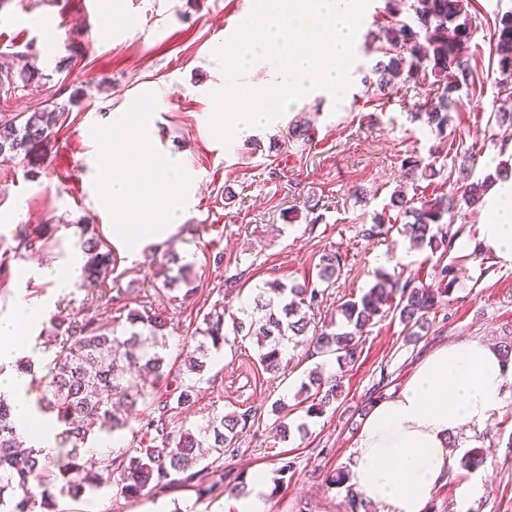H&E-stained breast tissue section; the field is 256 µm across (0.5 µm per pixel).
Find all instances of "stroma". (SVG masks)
<instances>
[{"instance_id":"35a3bbf8","label":"stroma","mask_w":512,"mask_h":512,"mask_svg":"<svg viewBox=\"0 0 512 512\" xmlns=\"http://www.w3.org/2000/svg\"><path fill=\"white\" fill-rule=\"evenodd\" d=\"M82 0H0V52L33 64L44 76L41 85L0 93V112H30L55 101L69 108L67 123L37 145L26 159L0 161V312L17 297L49 298L45 315L84 311L100 323L122 327L129 310L148 304L169 323L166 356L180 358L204 313L214 303L228 312L246 305L258 288L279 280L286 284L316 280L321 258L341 257V272L324 292L322 319L336 307L359 298L374 283L378 270L403 279H429L441 263L454 265L457 285L445 303L428 316L430 328L410 341L398 315L375 318L362 341V353L343 379V393L319 417L306 418L295 406L289 420L306 423V434L281 438L276 400L293 403L307 372L320 364L309 345L289 347L288 365L265 372L251 340L231 339L211 356L209 370L197 385V403L177 411L173 421L196 427L209 410L256 413L225 453V469L251 476L258 469L275 473L280 457L295 469L279 488L269 489L266 512H346V490L327 483L330 473L347 470L355 438L378 402L396 392L412 375L425 353L444 343L478 340L491 346L512 340V267L479 251L482 206H460L455 219V246L447 255L412 248L398 231L368 239L363 230L374 217L396 219L389 206L396 188L407 197L425 196L424 182L401 177L409 153L440 152L445 178L434 188H459L512 166L501 151L511 127L489 121L498 105L496 60L492 55L497 17L512 10V0H470L476 18L469 54L480 78L477 88L462 90L446 139L412 115L433 90L427 72L414 73L386 96L367 92L364 74L379 54L371 39L390 22L411 21L413 0H370L354 45L357 62L352 84L341 99L324 93L282 115L276 126L223 145L214 136L209 116L212 86L223 83L212 52L217 38L230 37L253 0H99V10L83 12ZM115 11L105 27L106 11ZM69 61L60 70V61ZM154 92L159 108L153 115L156 143L179 154L198 179L184 223L169 240L133 255L115 250L112 285L129 292L127 303L92 304L73 287L56 292L51 282L29 274L30 265H48L77 245L71 226L102 229L109 217L97 205L92 160L98 153L92 130L111 124L113 112L141 93ZM311 121L315 134L305 141L292 137L296 121ZM474 157L462 165L458 147ZM364 193L353 196V188ZM54 232L43 251L17 250L15 229ZM193 264L199 288L186 300L169 301L156 267L169 254ZM462 454L484 451L482 466L468 470L453 463L448 481L434 490L428 512H512V383L498 415L482 426H470L453 439ZM237 497L197 496L177 490L159 496L128 498L119 487L81 499L62 498L57 512H238Z\"/></svg>"}]
</instances>
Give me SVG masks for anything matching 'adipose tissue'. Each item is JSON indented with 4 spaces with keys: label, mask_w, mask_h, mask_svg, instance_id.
<instances>
[{
    "label": "adipose tissue",
    "mask_w": 512,
    "mask_h": 512,
    "mask_svg": "<svg viewBox=\"0 0 512 512\" xmlns=\"http://www.w3.org/2000/svg\"><path fill=\"white\" fill-rule=\"evenodd\" d=\"M480 238L498 261L512 265V179L496 182L484 197ZM44 305L23 297L0 313V393L14 402L19 432L42 456L57 452V429L35 411L29 375L18 359L34 355L31 329ZM512 362L487 344H445L423 357L409 380L377 403L363 421L347 482L380 512H427L434 489L448 478L451 440L465 424L498 414Z\"/></svg>",
    "instance_id": "1"
}]
</instances>
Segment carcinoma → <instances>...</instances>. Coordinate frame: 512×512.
<instances>
[{"instance_id":"cac0c4a2","label":"carcinoma","mask_w":512,"mask_h":512,"mask_svg":"<svg viewBox=\"0 0 512 512\" xmlns=\"http://www.w3.org/2000/svg\"><path fill=\"white\" fill-rule=\"evenodd\" d=\"M413 11L419 29L424 31V41H419V33L406 22L383 27L378 36L382 58L363 77V85L386 95L404 74L430 70L442 86L415 117H426L425 123L441 136L453 120L451 110L459 107L454 93L475 82L468 53L474 17L469 13V0H414ZM494 36L499 92L505 105L493 113V118L499 126L512 125V109L506 107L512 101L506 95L512 90V11L500 17ZM40 79L42 73L37 69L19 65L7 55L0 57V92L26 88ZM68 118V109L57 104L33 112H1L0 158L27 157L37 143L63 127ZM437 159L434 153L427 159L411 153L401 160L403 176L431 181L441 173ZM493 180L489 175L470 184L460 198L451 189L424 199L418 207L396 190L391 194L390 206L403 214L402 233L414 247L427 246L446 254L454 247L455 235L443 227L454 223L459 201L476 203ZM74 235L82 244V286L90 293L91 301L110 303L122 297L123 289L107 287L116 263L112 250L87 224L74 225ZM16 239L18 248L27 252H38L45 246L41 236L26 229L19 230ZM340 264L337 253L323 255L319 281L333 283ZM156 278L162 280V288L171 300L176 299L174 292L182 284L186 287L185 298L198 289L194 267L179 264L176 255L171 256L170 264L156 271ZM456 283L453 268L446 264L435 267L429 283L411 278L403 281L379 270L375 283L359 299L342 302L329 322L313 327L311 320L300 314L299 305L305 300L310 307L319 305L322 291L306 283L289 286L273 281L259 289L249 308H241L247 319L233 318V333L256 339L260 365L274 374L281 370L293 339L310 335L314 354L327 356L339 366L337 372L323 365L309 370L295 393L297 404H308L306 414L317 416L341 397L343 373L358 363L363 334L375 317L398 313L407 336L417 340L428 328V314L452 294ZM225 315L224 306L217 303L203 315L202 324L192 336L195 344L186 346L176 374L164 354L168 321L152 307L129 311L128 327L120 333L80 312L66 319L52 315L53 336L42 345V352L50 354V360L41 377L43 393L36 409L53 415L58 425V452L42 458L39 451L22 447L12 401L0 394V512H56L57 497L79 499L112 483L129 498L181 487L199 495L227 492L239 496L242 474L224 471L220 460L237 444L238 427L247 425L254 414L247 410L213 414L193 429L172 422L176 410L196 403V379L207 370L210 352L221 350L227 341ZM133 374L155 383L164 380L168 388L150 400L148 391L130 379ZM147 403L151 412L141 426L136 448L115 457L86 454L96 426L112 433L125 430L139 418V406ZM209 455L214 456L213 462L202 465Z\"/></svg>"}]
</instances>
